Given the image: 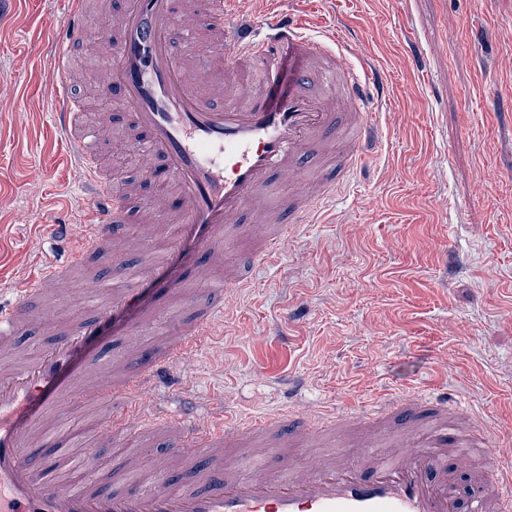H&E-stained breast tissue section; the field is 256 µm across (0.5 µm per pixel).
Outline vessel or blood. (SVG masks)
I'll list each match as a JSON object with an SVG mask.
<instances>
[{"label":"vessel or blood","mask_w":512,"mask_h":512,"mask_svg":"<svg viewBox=\"0 0 512 512\" xmlns=\"http://www.w3.org/2000/svg\"><path fill=\"white\" fill-rule=\"evenodd\" d=\"M88 0H68V12L51 38L52 122L70 160L83 170L79 194L87 198L83 231L65 257H50L26 281L15 304L0 306V512H512V465L485 448L483 430L464 424L466 408L448 394L408 395L365 409L361 420L379 426L405 418L401 447L362 441L359 461L339 454L306 468L268 464L252 473L226 469L225 450L242 432L261 436L289 429L302 442L335 428L336 418L312 410L283 411L239 426L223 407L205 415L179 406L153 404L154 379L172 373L224 324V293L247 285L243 274L224 267V242L243 217L273 225L252 254V267L271 263L300 225L310 223L340 177L357 170L379 127L371 107L385 85L374 59L339 26L318 38L303 19L278 10L264 22L229 19L225 0H126L112 15L106 39L99 98L118 102L143 133L142 167L162 187L147 207L133 209L137 183L104 166L97 129L84 122L86 102L69 83L72 46L84 33ZM207 21L212 46L230 65L220 79L193 52L179 50L184 33L178 12ZM299 63L286 94L268 100L282 53ZM359 56L352 66L350 56ZM342 142L347 164L340 172L300 173L311 150ZM301 177L307 189L274 210L269 196L276 175ZM116 224L139 225V233L114 241ZM178 228L172 254L200 261L202 298L187 304L177 337L138 369L101 366L88 350L133 296L132 283L151 277L154 262L127 270V286L104 288L88 312L51 346L29 352L21 332L45 325L32 302L46 289L68 282L91 252L118 244L145 250L153 227ZM80 371H73L75 361ZM81 395L97 405L89 433L67 429L59 408ZM160 431L180 442L168 469L156 471L144 489L126 484L144 469V449L121 458L114 475L120 487H105L94 466L97 447L120 431ZM485 448L487 460L468 473L469 494L459 499L458 469L448 463L454 448Z\"/></svg>","instance_id":"1"}]
</instances>
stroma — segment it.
I'll use <instances>...</instances> for the list:
<instances>
[{
    "label": "stroma",
    "instance_id": "stroma-1",
    "mask_svg": "<svg viewBox=\"0 0 512 512\" xmlns=\"http://www.w3.org/2000/svg\"><path fill=\"white\" fill-rule=\"evenodd\" d=\"M66 0H28L26 22L0 27V302L21 297L37 273L47 235L67 212H81L79 171L62 156L49 118V34ZM260 21L270 10L300 15L311 34L344 21L365 42L388 87L375 106L382 140L313 223L303 225L251 285L230 292L224 326L181 370L163 396L187 392L240 420L288 407L345 416L387 392L448 391L488 423L489 447L512 460V0H230ZM112 25L92 8L79 41L75 89L87 115L108 110L93 89L100 59L94 38ZM128 261L110 251L73 270L46 294L47 328L29 346L62 335L88 304L87 287ZM167 277L137 285L100 349L126 360L140 320L176 316ZM287 432L242 435L281 466L317 462L320 453L357 455L355 433H325L320 449L284 456ZM174 439L124 431L95 457L99 471L128 448L147 449L146 472L161 469Z\"/></svg>",
    "mask_w": 512,
    "mask_h": 512
}]
</instances>
